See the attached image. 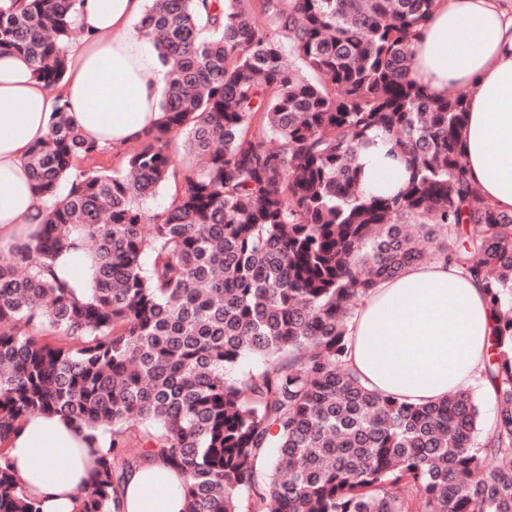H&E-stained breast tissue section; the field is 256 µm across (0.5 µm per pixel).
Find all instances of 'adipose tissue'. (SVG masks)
I'll return each mask as SVG.
<instances>
[{"label": "adipose tissue", "instance_id": "1", "mask_svg": "<svg viewBox=\"0 0 512 512\" xmlns=\"http://www.w3.org/2000/svg\"><path fill=\"white\" fill-rule=\"evenodd\" d=\"M146 0H79L85 32L68 51L59 91H48L19 56H0V245L25 238L42 205L28 168L31 148L66 106L86 140L108 150L137 143L161 118L165 74L132 25ZM413 77L429 94L449 86L468 95L460 134L467 176L497 209L512 211V0H435L413 39ZM375 136L359 156L362 182L396 191L406 173ZM481 286L454 260L409 266L381 280L349 323L348 360L369 389L413 404L465 391L494 352ZM18 483L43 512H75L98 468L95 445L57 415L33 414L6 443ZM178 471L149 455L126 469L121 512H181Z\"/></svg>", "mask_w": 512, "mask_h": 512}]
</instances>
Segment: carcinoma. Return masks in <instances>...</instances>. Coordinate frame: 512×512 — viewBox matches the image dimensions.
I'll return each mask as SVG.
<instances>
[{
    "label": "carcinoma",
    "instance_id": "carcinoma-1",
    "mask_svg": "<svg viewBox=\"0 0 512 512\" xmlns=\"http://www.w3.org/2000/svg\"><path fill=\"white\" fill-rule=\"evenodd\" d=\"M78 2L0 6V53L58 88ZM247 2L148 0L138 34L165 70L162 119L122 169L77 167L103 150L64 105L30 151L44 217L0 249V512H42L4 448L36 413L101 442L78 512H118L148 450L182 473V512H512V213L467 178L465 93L435 99L411 76L435 0ZM179 131L195 163L176 172ZM371 133L410 172L393 196L361 187ZM71 251L89 257L80 290L52 272ZM443 254L493 316L481 443L470 392L415 406L346 361L360 298ZM249 356L268 362L232 375Z\"/></svg>",
    "mask_w": 512,
    "mask_h": 512
}]
</instances>
